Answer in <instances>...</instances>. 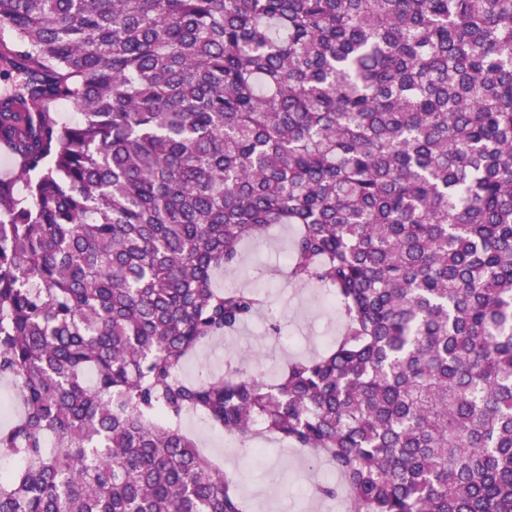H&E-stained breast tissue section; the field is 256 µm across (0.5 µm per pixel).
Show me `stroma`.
<instances>
[{
	"label": "stroma",
	"mask_w": 512,
	"mask_h": 512,
	"mask_svg": "<svg viewBox=\"0 0 512 512\" xmlns=\"http://www.w3.org/2000/svg\"><path fill=\"white\" fill-rule=\"evenodd\" d=\"M296 233L293 225L273 226L263 239L244 242L241 261L218 273V285L259 291L275 319L244 324L226 338L202 344L183 368L186 377L228 374L250 350L256 354L252 371L270 378L288 362L315 356L335 342L341 316L326 289L291 284L277 274ZM183 428L207 457L223 462L225 472L235 476L248 512H329V502L313 493L323 476L306 454L275 441L266 454L245 453L236 438L190 415Z\"/></svg>",
	"instance_id": "stroma-1"
}]
</instances>
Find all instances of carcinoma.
<instances>
[{
  "label": "carcinoma",
  "instance_id": "1",
  "mask_svg": "<svg viewBox=\"0 0 512 512\" xmlns=\"http://www.w3.org/2000/svg\"><path fill=\"white\" fill-rule=\"evenodd\" d=\"M0 73V512H247L190 412L350 512H512V0H0ZM276 224L336 345L186 378Z\"/></svg>",
  "mask_w": 512,
  "mask_h": 512
}]
</instances>
